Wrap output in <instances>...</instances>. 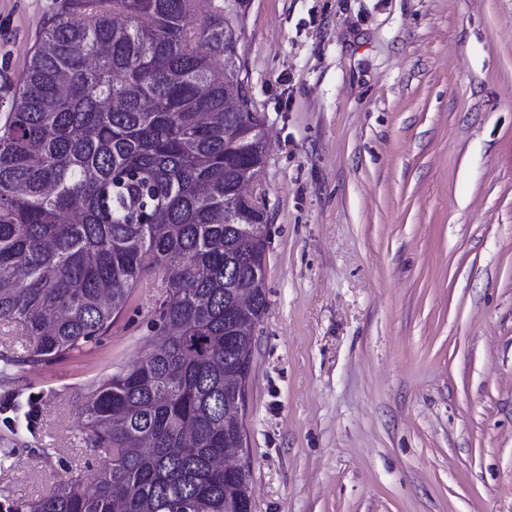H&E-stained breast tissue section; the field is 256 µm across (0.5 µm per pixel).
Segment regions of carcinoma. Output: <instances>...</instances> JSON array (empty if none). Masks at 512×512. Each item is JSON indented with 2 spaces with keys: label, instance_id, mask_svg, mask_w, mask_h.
I'll use <instances>...</instances> for the list:
<instances>
[{
  "label": "carcinoma",
  "instance_id": "obj_1",
  "mask_svg": "<svg viewBox=\"0 0 512 512\" xmlns=\"http://www.w3.org/2000/svg\"><path fill=\"white\" fill-rule=\"evenodd\" d=\"M61 0L0 123V322L7 366L89 353L148 277L167 296L134 360L88 385L82 433L108 457L17 512H236L251 467L215 465L224 377L246 382L267 306V215L243 213L264 121L228 50L236 17L207 0ZM236 98L239 112L224 111ZM252 303L230 312L239 291Z\"/></svg>",
  "mask_w": 512,
  "mask_h": 512
}]
</instances>
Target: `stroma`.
Instances as JSON below:
<instances>
[{
  "mask_svg": "<svg viewBox=\"0 0 512 512\" xmlns=\"http://www.w3.org/2000/svg\"><path fill=\"white\" fill-rule=\"evenodd\" d=\"M59 0H0V118ZM264 118L267 309L252 512H512V0H237ZM160 279L91 353L0 380V512L105 462L86 386L137 358Z\"/></svg>",
  "mask_w": 512,
  "mask_h": 512,
  "instance_id": "1",
  "label": "stroma"
}]
</instances>
